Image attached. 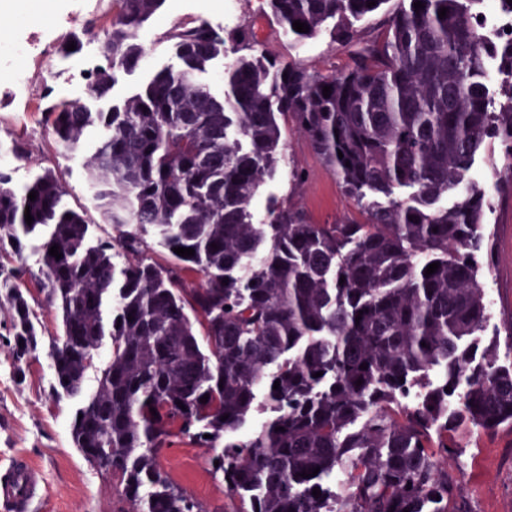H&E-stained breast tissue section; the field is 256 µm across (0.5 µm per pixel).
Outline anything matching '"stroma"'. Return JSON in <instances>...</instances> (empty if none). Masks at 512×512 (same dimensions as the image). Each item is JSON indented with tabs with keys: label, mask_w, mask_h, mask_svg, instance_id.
Wrapping results in <instances>:
<instances>
[{
	"label": "stroma",
	"mask_w": 512,
	"mask_h": 512,
	"mask_svg": "<svg viewBox=\"0 0 512 512\" xmlns=\"http://www.w3.org/2000/svg\"><path fill=\"white\" fill-rule=\"evenodd\" d=\"M61 3L68 5L81 25L112 9L110 0H12L9 21L14 29H23L28 14L37 10L44 14L46 28L57 30L64 22L57 9ZM262 8V0H239L236 20L256 23L263 48L269 54L300 62L309 71L320 73L343 69L349 63L347 48L330 32L301 42L282 38L264 20ZM202 20L220 27L224 15L202 10L200 0H166L149 22L154 39L145 60L133 71L118 73L113 102H122L156 71L178 67L180 61L166 32L174 25L191 26ZM98 60L92 44L84 45L65 71H56L54 55H41L38 67L43 74L52 72V82H45L42 75L26 90L21 102L0 105V146H7L16 136L26 138L30 144L31 154L25 164L10 170L15 184L25 185L44 169H51L66 190V202L74 209L89 204L85 171L80 160L61 154L44 131L39 105L50 86L57 93L85 100L91 109H100V102L86 95V76ZM295 167L303 173L298 182L290 175ZM506 167V160L494 145L486 146L474 164L475 170L484 174L481 184L492 202L485 220L494 261L485 277L492 280L496 298L494 311L486 316L479 344L495 349L501 363L512 366V340L506 335L507 317L512 314V191H503L500 182ZM273 197L289 199L317 224H330L357 212L337 175L321 163L306 138L292 127L286 132L282 172L262 190L255 208L265 209ZM52 376V361L44 355L25 378H11L0 387V474L21 456L40 468L47 496L36 503L34 512H117L122 505L121 488L111 475L91 468L74 447L65 426L77 403L52 398ZM451 438L458 449L448 458V472L457 478L472 512H512V429L485 432L462 427ZM209 457L208 449L181 444L164 450L159 463L193 498L220 507L226 501L224 481L213 475Z\"/></svg>",
	"instance_id": "stroma-1"
}]
</instances>
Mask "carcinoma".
<instances>
[{
	"instance_id": "cac0c4a2",
	"label": "carcinoma",
	"mask_w": 512,
	"mask_h": 512,
	"mask_svg": "<svg viewBox=\"0 0 512 512\" xmlns=\"http://www.w3.org/2000/svg\"><path fill=\"white\" fill-rule=\"evenodd\" d=\"M164 2L113 0L111 17L87 20L104 58L90 97L110 99L115 71L139 65L142 29ZM368 2L266 0L269 25L297 41L332 28L351 48L339 72L269 57L250 22L224 30L202 20L170 36L180 67L106 112L46 87L41 123L59 151H91L96 219L65 205L50 170L21 188L0 171V295L11 304L17 370L37 360L47 331L31 309L36 292L56 324L52 394L82 399L73 445L120 479L133 512H322L324 496L312 491L337 465L347 474L339 512H424L428 503L448 512L459 493L448 431L512 426V368L489 348L477 357L460 346L485 322L479 258L492 262L483 233L491 201L473 184L439 205L489 142L512 160V44L501 51L507 102L496 108L485 84L496 47L470 21L483 0H421L419 10L406 0L381 37L364 41L354 24L388 0ZM230 54L218 98L199 74ZM290 121L365 222L314 224L275 199L254 222L251 203L283 161ZM97 222L112 236L91 240ZM29 244L38 277L23 262ZM106 336L111 359L85 398ZM436 368L425 399L401 407L399 396ZM463 378L468 392L450 412ZM261 386L273 416L240 439ZM177 443L210 449L239 506L211 511L161 470L158 449Z\"/></svg>"
}]
</instances>
